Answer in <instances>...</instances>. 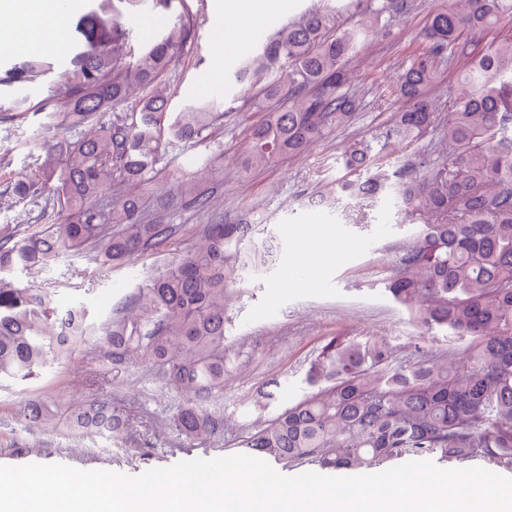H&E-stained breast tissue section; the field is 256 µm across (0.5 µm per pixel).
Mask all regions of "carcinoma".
<instances>
[{
    "instance_id": "obj_1",
    "label": "carcinoma",
    "mask_w": 512,
    "mask_h": 512,
    "mask_svg": "<svg viewBox=\"0 0 512 512\" xmlns=\"http://www.w3.org/2000/svg\"><path fill=\"white\" fill-rule=\"evenodd\" d=\"M90 2L84 49L64 68L25 55L0 73V86H12L54 72L68 89L49 113L56 142L39 177L9 187L19 201L50 195L53 216L34 230L16 225L0 234V381L39 378L94 337L114 364L162 370L186 395L172 428L187 440L204 439L224 428L206 403L224 390L229 282L279 259L270 238L244 246L255 231L250 220L201 225L194 245L100 323L83 306L62 307L51 288L10 279L62 253H91L114 266L167 246L174 225L155 223L139 196H116L115 187L153 180L170 141L203 140L221 116L212 103L169 111L167 75L192 40L188 18L162 22L158 36L136 49L121 19L143 0ZM464 2L463 9L430 11L429 49L409 56L398 76L407 106L349 147L348 175L325 186L318 202L393 193L420 216V232L393 249L386 291L421 326L470 337L469 352L392 367L386 340L330 336L310 364L314 391L248 431L241 447L252 453L322 469L369 470L409 455L459 462L480 456L512 468V32L500 27L512 0ZM413 7L414 0H356V23L345 27L332 11L314 8L268 37L235 72L243 93L259 87L270 102L251 130L248 164L265 167L300 154L348 125L365 92L351 84L347 63ZM441 65L457 80L438 105L427 92ZM107 110L112 120L83 133ZM433 130V158L391 175L381 169L387 146L412 144ZM179 191L201 209L209 203L192 182H181ZM18 415L32 425L51 423L39 394ZM66 424L116 438L132 427L96 398L71 405Z\"/></svg>"
}]
</instances>
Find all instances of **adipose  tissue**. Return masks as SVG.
Instances as JSON below:
<instances>
[{"mask_svg":"<svg viewBox=\"0 0 512 512\" xmlns=\"http://www.w3.org/2000/svg\"><path fill=\"white\" fill-rule=\"evenodd\" d=\"M289 0H219L217 7L233 25L224 30L222 48L238 52L249 48L248 36L273 15L283 13ZM68 11L64 0H0V45L50 52L66 38ZM297 264L289 266L286 281H301L306 268L323 267L336 258V248L324 227L311 226L296 236Z\"/></svg>","mask_w":512,"mask_h":512,"instance_id":"obj_1","label":"adipose tissue"}]
</instances>
